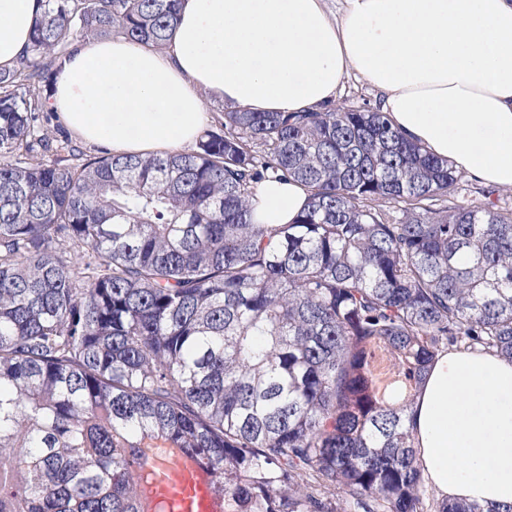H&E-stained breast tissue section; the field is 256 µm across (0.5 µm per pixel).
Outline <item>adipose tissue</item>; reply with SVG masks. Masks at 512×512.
<instances>
[{
    "mask_svg": "<svg viewBox=\"0 0 512 512\" xmlns=\"http://www.w3.org/2000/svg\"><path fill=\"white\" fill-rule=\"evenodd\" d=\"M182 0L168 45L75 43L48 106L116 154L192 145L206 100L250 112H309L355 76L408 139L456 170L512 190V0ZM42 0H0V67L30 44ZM307 187L270 180L258 224H289ZM409 425L439 497L512 504V360L442 351Z\"/></svg>",
    "mask_w": 512,
    "mask_h": 512,
    "instance_id": "adipose-tissue-1",
    "label": "adipose tissue"
}]
</instances>
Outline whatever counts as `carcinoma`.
<instances>
[{"mask_svg": "<svg viewBox=\"0 0 512 512\" xmlns=\"http://www.w3.org/2000/svg\"><path fill=\"white\" fill-rule=\"evenodd\" d=\"M181 0H46L0 68V512H165L163 443L228 512L431 504L411 402L451 346L512 359V209L379 110L225 111L162 157L57 156L39 85L81 38L163 48ZM310 192L255 224L270 180Z\"/></svg>", "mask_w": 512, "mask_h": 512, "instance_id": "obj_1", "label": "carcinoma"}]
</instances>
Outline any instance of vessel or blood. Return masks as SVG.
<instances>
[{
	"mask_svg": "<svg viewBox=\"0 0 512 512\" xmlns=\"http://www.w3.org/2000/svg\"><path fill=\"white\" fill-rule=\"evenodd\" d=\"M149 471L145 494L168 512H224L223 501L212 491L213 476L196 456L164 448L153 455Z\"/></svg>",
	"mask_w": 512,
	"mask_h": 512,
	"instance_id": "obj_1",
	"label": "vessel or blood"
}]
</instances>
